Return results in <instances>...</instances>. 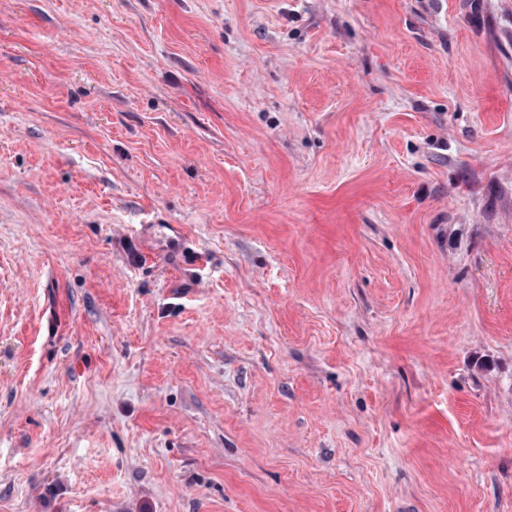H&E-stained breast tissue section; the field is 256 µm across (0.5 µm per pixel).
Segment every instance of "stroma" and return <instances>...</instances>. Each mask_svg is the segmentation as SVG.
<instances>
[{
	"mask_svg": "<svg viewBox=\"0 0 512 512\" xmlns=\"http://www.w3.org/2000/svg\"><path fill=\"white\" fill-rule=\"evenodd\" d=\"M0 512H512V0H0Z\"/></svg>",
	"mask_w": 512,
	"mask_h": 512,
	"instance_id": "35a3bbf8",
	"label": "stroma"
}]
</instances>
